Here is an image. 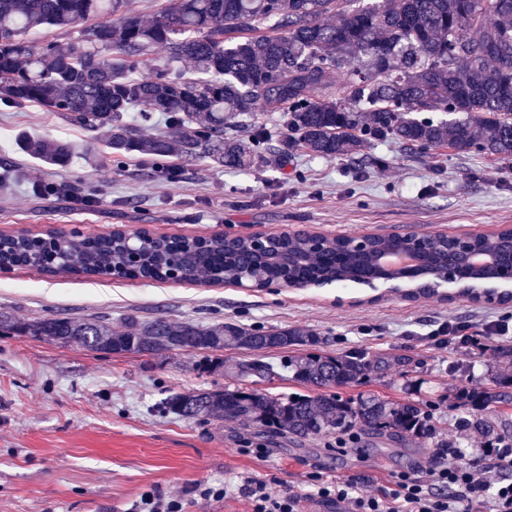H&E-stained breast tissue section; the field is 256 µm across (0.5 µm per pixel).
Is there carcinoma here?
<instances>
[{
	"label": "carcinoma",
	"instance_id": "obj_1",
	"mask_svg": "<svg viewBox=\"0 0 512 512\" xmlns=\"http://www.w3.org/2000/svg\"><path fill=\"white\" fill-rule=\"evenodd\" d=\"M85 25L81 41L36 45L29 32L64 33ZM167 58L150 78L130 68L157 46ZM342 73V97L331 88ZM0 102L38 104L74 124L105 130L82 146L64 140L23 138L22 147L51 166L105 154L147 153L159 173L175 179L165 157L210 159L229 168L252 164L267 143L263 125L248 126V141L224 136L235 116L278 112L283 153L343 156L370 139L394 140L410 149L449 147L512 161V0H168L145 21L130 0H0ZM155 113L167 130L145 137L125 121ZM433 113L452 116L434 121ZM410 235L375 236L367 255L341 239L313 249L304 236H283L259 253L251 239L231 247L221 235L156 237L141 231L81 236L49 229L42 237L0 234V269L30 266L45 272L116 275L182 282L242 279L264 288L284 276L299 285L320 281L366 284L387 277L420 285L443 270L444 253L430 247L421 263L389 269L385 251L408 249ZM474 287L493 276L470 267L458 272ZM77 344L104 353H155L170 349L253 351L319 343L299 328L272 332L234 323L201 326L162 319L136 321L112 332L103 317H44L6 323L0 331ZM294 381L316 393L288 395L243 389L178 394L164 408L187 417L207 416L258 425L304 438L356 426L395 438L429 430L431 414L412 402L374 397L358 402L321 390L358 384L371 361L364 352L324 357L315 352L284 359ZM213 367L240 378L271 379L261 360L218 359ZM457 406L482 410L501 395L455 394Z\"/></svg>",
	"mask_w": 512,
	"mask_h": 512
}]
</instances>
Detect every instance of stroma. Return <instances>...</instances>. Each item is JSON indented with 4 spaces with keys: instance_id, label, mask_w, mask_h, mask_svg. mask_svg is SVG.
Listing matches in <instances>:
<instances>
[{
    "instance_id": "35a3bbf8",
    "label": "stroma",
    "mask_w": 512,
    "mask_h": 512,
    "mask_svg": "<svg viewBox=\"0 0 512 512\" xmlns=\"http://www.w3.org/2000/svg\"><path fill=\"white\" fill-rule=\"evenodd\" d=\"M37 135L84 143L90 131L36 104L0 103V233L31 235L60 228L108 234L145 229L156 236L211 237L255 231L321 232L329 236L417 233L492 234L512 226V168L492 157L448 148L414 151L393 141L365 143L353 156L267 151L245 169L206 160L185 163L178 180L162 177L153 157L130 153L67 170L22 149ZM65 182L68 192L45 197L36 181ZM108 318L124 331L129 320L165 319L202 326L234 323L273 331L310 330L318 353L362 351L383 356L362 383L341 389L353 401L374 395L411 401L433 415L436 433L393 440L354 430L301 443L232 421L185 419L166 412L165 398L235 388L223 370L205 369L214 356L280 364L283 351L172 349L154 354L91 352L31 336L0 333V512H128L145 492L185 500L188 512H250L244 481L269 491L304 494V512H340L312 497L311 475L350 479L379 494L391 476L426 469L432 448L454 441L478 452L484 439L456 421L453 393H512V364L496 347L512 334L487 329L512 314V300L488 303L444 286L413 297L380 284L320 288L197 286L112 276L0 270V315ZM464 325L483 347L441 346L436 333ZM461 369L449 373V364ZM218 496L204 495V488Z\"/></svg>"
}]
</instances>
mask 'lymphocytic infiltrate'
Instances as JSON below:
<instances>
[{
  "mask_svg": "<svg viewBox=\"0 0 512 512\" xmlns=\"http://www.w3.org/2000/svg\"><path fill=\"white\" fill-rule=\"evenodd\" d=\"M240 491L251 512H300L301 496L293 491L274 494L256 480L246 481ZM313 493L343 504L345 512H512V447L488 448L475 459L443 445L432 450L426 477L398 472L380 494L360 493L349 480L319 477Z\"/></svg>",
  "mask_w": 512,
  "mask_h": 512,
  "instance_id": "f902f5d3",
  "label": "lymphocytic infiltrate"
}]
</instances>
